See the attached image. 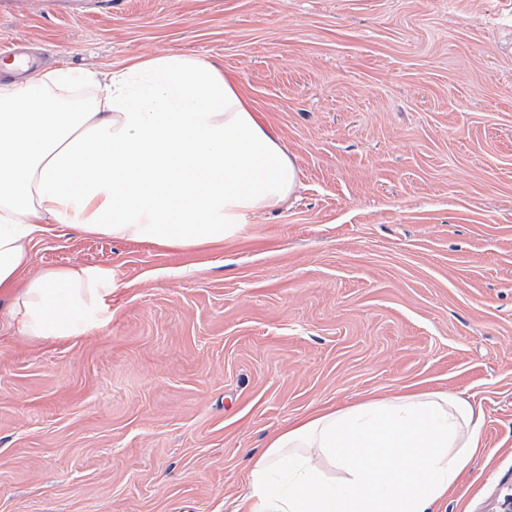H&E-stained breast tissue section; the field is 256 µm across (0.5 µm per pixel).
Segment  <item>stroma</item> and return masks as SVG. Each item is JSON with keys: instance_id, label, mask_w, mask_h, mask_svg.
<instances>
[{"instance_id": "stroma-1", "label": "stroma", "mask_w": 512, "mask_h": 512, "mask_svg": "<svg viewBox=\"0 0 512 512\" xmlns=\"http://www.w3.org/2000/svg\"><path fill=\"white\" fill-rule=\"evenodd\" d=\"M44 70L212 62L295 159L206 254L52 226L32 267L116 268L106 329L33 341L0 296V512H236L269 436L439 391L482 448L437 512L512 494V0H0Z\"/></svg>"}]
</instances>
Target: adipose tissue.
Returning a JSON list of instances; mask_svg holds the SVG:
<instances>
[{
	"instance_id": "obj_1",
	"label": "adipose tissue",
	"mask_w": 512,
	"mask_h": 512,
	"mask_svg": "<svg viewBox=\"0 0 512 512\" xmlns=\"http://www.w3.org/2000/svg\"><path fill=\"white\" fill-rule=\"evenodd\" d=\"M103 86L67 105L63 95ZM47 101L51 110H37ZM296 165L214 63L149 57L98 77L54 70L0 84V295L29 338L88 336L112 322L119 273L31 270L48 225L162 248L240 235L247 214L283 207ZM482 413L448 392L324 411L276 433L239 512H434L480 446ZM339 472L327 478L320 461Z\"/></svg>"
}]
</instances>
